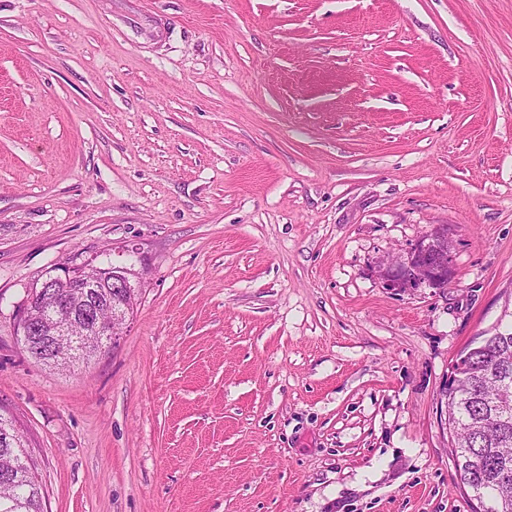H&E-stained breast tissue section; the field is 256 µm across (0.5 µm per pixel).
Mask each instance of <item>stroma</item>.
Wrapping results in <instances>:
<instances>
[{"mask_svg": "<svg viewBox=\"0 0 512 512\" xmlns=\"http://www.w3.org/2000/svg\"><path fill=\"white\" fill-rule=\"evenodd\" d=\"M448 233V288L377 271ZM142 273L115 349L30 288ZM512 323V0H0V415L44 512H469L442 390ZM61 273L56 274H48L45 278L36 284L33 289L27 295V299L24 303L23 309L20 314V318L17 325V331L20 336L28 337L35 336V334L47 332L49 336H62L67 333L66 330V322L73 321L76 318L83 320L89 330L92 333V336H112L109 338L103 337L100 344L98 342V338H92L91 336L86 335V330L83 323L76 322L71 324L70 335L80 341H77L79 346H76L74 350H72V354L68 357L69 361L66 362L67 350L65 347L59 349L55 354H51L47 348L41 349L39 347L38 342L26 341L22 337V345L25 351L36 360V362L41 363L42 365L52 366L56 368L65 369L73 365V362L76 360L85 359L96 355L101 352L104 347H108L107 344H112V342L118 341L120 336L123 334V328L126 322V317L130 314V304L133 303L135 307L138 289L131 283L130 277L131 275H135L132 273L131 269L120 266H112L107 268H102L93 265L91 262L84 263L81 266L77 267H63L59 269ZM110 271L106 276H111V286L112 292L118 293L122 298V305L124 310L119 312L118 310L114 311L112 314V330L108 325L97 323L95 318V313L97 309L104 306L101 302L97 305V302L94 303L86 302L83 300V303L90 304H81L82 300L77 303L73 307H54L53 311L56 310L57 313L54 314L53 311L49 312L45 310L44 312V323H34L30 320L29 314L30 311L35 307L37 302L47 300L46 296L53 294V289L51 288H61V284L67 285L70 283L72 287L75 288H95L97 281L101 276H105L104 272ZM79 305V306H78Z\"/></svg>", "mask_w": 512, "mask_h": 512, "instance_id": "1", "label": "stroma"}]
</instances>
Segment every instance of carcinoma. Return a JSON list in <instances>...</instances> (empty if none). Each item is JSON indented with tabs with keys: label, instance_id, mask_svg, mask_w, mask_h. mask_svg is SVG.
Segmentation results:
<instances>
[{
	"label": "carcinoma",
	"instance_id": "1",
	"mask_svg": "<svg viewBox=\"0 0 512 512\" xmlns=\"http://www.w3.org/2000/svg\"><path fill=\"white\" fill-rule=\"evenodd\" d=\"M78 346L51 353L33 341L25 351L46 366L65 369L96 355L112 338L86 335L84 324L71 325ZM482 351L462 360L463 378L448 384V419L458 424L455 470L458 484L481 493L479 512H502L512 499V325L482 337ZM0 419V512H42L40 486L32 467L23 466L22 437Z\"/></svg>",
	"mask_w": 512,
	"mask_h": 512
}]
</instances>
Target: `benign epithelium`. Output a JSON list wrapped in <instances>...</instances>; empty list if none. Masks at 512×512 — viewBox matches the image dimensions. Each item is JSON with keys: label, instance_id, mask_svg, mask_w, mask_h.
Returning a JSON list of instances; mask_svg holds the SVG:
<instances>
[{"label": "benign epithelium", "instance_id": "obj_1", "mask_svg": "<svg viewBox=\"0 0 512 512\" xmlns=\"http://www.w3.org/2000/svg\"><path fill=\"white\" fill-rule=\"evenodd\" d=\"M453 257L448 248V236L436 230L424 237L411 248L403 262L387 265L379 270V278L384 286L392 291L405 292L416 288L441 289L448 287L452 276ZM111 272L112 291L122 298L124 310L114 311L112 326L100 324L95 319L99 308L97 303L75 305L73 307H54V311L44 312V323L30 320V311L36 303L53 294V289L67 283L75 288H93L104 272ZM132 270L126 267L112 266L108 269L87 262L77 267H63L61 272L48 274L39 285L33 287L24 303L17 325L19 335L33 336L47 333L50 336H62L67 333L66 323L79 318L83 320L94 336H110L112 341L119 340L123 334L126 317L130 314V304L136 303L138 289L131 283Z\"/></svg>", "mask_w": 512, "mask_h": 512}]
</instances>
